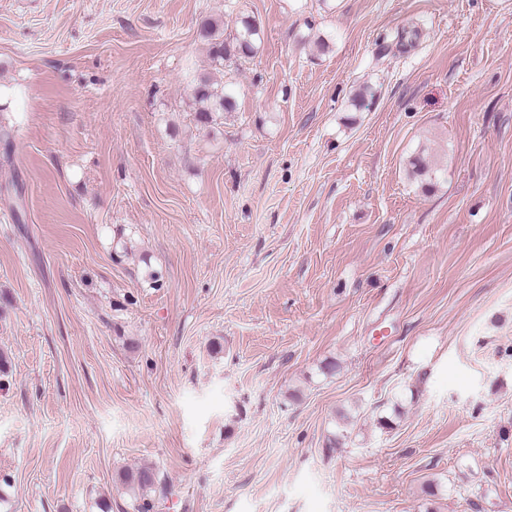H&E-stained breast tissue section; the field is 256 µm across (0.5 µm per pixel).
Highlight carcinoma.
<instances>
[{
    "label": "carcinoma",
    "mask_w": 512,
    "mask_h": 512,
    "mask_svg": "<svg viewBox=\"0 0 512 512\" xmlns=\"http://www.w3.org/2000/svg\"><path fill=\"white\" fill-rule=\"evenodd\" d=\"M199 37L207 45L211 67L218 72L240 59L257 53L259 30L250 20L241 21L233 36H224V24L215 18H205L199 25ZM188 88L192 98L196 123L210 126L224 119V114L234 111L236 99L232 82H219L211 77L187 73ZM409 173L425 192L433 190L441 169L425 151L409 160ZM120 482L131 499L133 512H155L160 498L169 493L170 484L152 466H138L124 470Z\"/></svg>",
    "instance_id": "carcinoma-1"
}]
</instances>
